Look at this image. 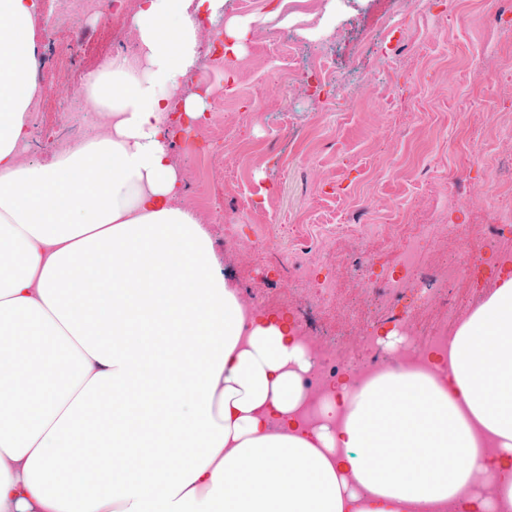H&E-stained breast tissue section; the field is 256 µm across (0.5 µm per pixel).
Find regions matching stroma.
<instances>
[{
  "label": "stroma",
  "mask_w": 512,
  "mask_h": 512,
  "mask_svg": "<svg viewBox=\"0 0 512 512\" xmlns=\"http://www.w3.org/2000/svg\"><path fill=\"white\" fill-rule=\"evenodd\" d=\"M426 2L419 11L411 0H261L250 12L228 0L225 18L250 27L244 67L229 82L223 69H197L193 82L209 88V106H221L220 124L174 142L184 182L202 181L206 194L201 206L184 192L176 202L208 229L225 279L264 292L263 314L280 312L282 288L292 287L298 307L313 297L312 289L294 288L295 261H319L316 281L362 298L368 279L402 275L405 247L422 272L434 273L439 245L457 247L440 225H470L481 246L512 201L499 178L502 163L512 161V0H500L496 11L485 0ZM138 3L101 12L80 10L78 0H42L31 24L37 91L24 160L50 162L99 127L76 91L112 56ZM323 14L331 18L325 49L348 83L344 101L333 87L290 77L312 51L298 29ZM78 37L82 54L72 64L67 48ZM227 89L233 97L226 101ZM219 134L224 167L215 170L205 146ZM255 235L262 246L244 248ZM336 253L345 269L327 263ZM482 256L491 277L460 280L447 300L416 316L422 350L457 329L449 305L473 312L512 271V234L496 237ZM311 326L347 363L399 364L334 313L313 317Z\"/></svg>",
  "instance_id": "35a3bbf8"
}]
</instances>
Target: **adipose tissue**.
Wrapping results in <instances>:
<instances>
[{"instance_id": "obj_1", "label": "adipose tissue", "mask_w": 512, "mask_h": 512, "mask_svg": "<svg viewBox=\"0 0 512 512\" xmlns=\"http://www.w3.org/2000/svg\"><path fill=\"white\" fill-rule=\"evenodd\" d=\"M140 0L136 49L80 92L93 133L24 163L37 0H0V512H512V277L448 338L445 379L341 376L298 413L312 361L288 316L248 318L176 205L164 137L202 20Z\"/></svg>"}]
</instances>
